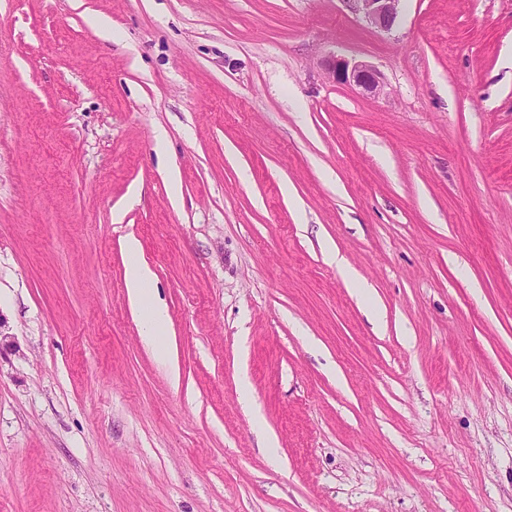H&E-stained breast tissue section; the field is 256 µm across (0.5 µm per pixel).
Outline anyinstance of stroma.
Instances as JSON below:
<instances>
[{"label":"stroma","instance_id":"stroma-1","mask_svg":"<svg viewBox=\"0 0 512 512\" xmlns=\"http://www.w3.org/2000/svg\"><path fill=\"white\" fill-rule=\"evenodd\" d=\"M0 512H512V0H0ZM403 0H342L355 15L381 31L394 28L399 17V6ZM326 70L333 82L355 85L366 93L379 94L384 87L380 72L366 63L351 64L345 59L333 57L326 61ZM126 252L131 260L127 266L126 285L130 299L142 307L148 305V290L146 288L152 280L149 268L139 259L140 244L135 238H129L125 244ZM167 319L163 308L152 301L148 305L146 318V333L149 341H152L154 333L165 323Z\"/></svg>","mask_w":512,"mask_h":512}]
</instances>
